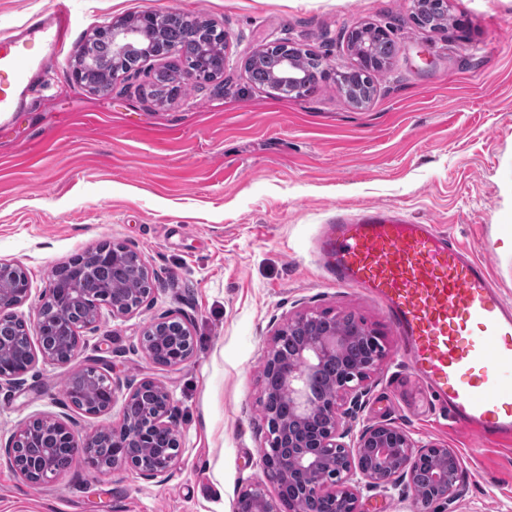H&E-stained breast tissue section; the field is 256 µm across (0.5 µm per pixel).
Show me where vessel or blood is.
<instances>
[{
    "mask_svg": "<svg viewBox=\"0 0 512 512\" xmlns=\"http://www.w3.org/2000/svg\"><path fill=\"white\" fill-rule=\"evenodd\" d=\"M73 31L70 0H52L0 39V121L38 92L32 46L61 55ZM313 256L336 285L380 302L403 357L453 426L486 443L512 439V301L485 262L439 225L387 207L337 216Z\"/></svg>",
    "mask_w": 512,
    "mask_h": 512,
    "instance_id": "obj_1",
    "label": "vessel or blood"
}]
</instances>
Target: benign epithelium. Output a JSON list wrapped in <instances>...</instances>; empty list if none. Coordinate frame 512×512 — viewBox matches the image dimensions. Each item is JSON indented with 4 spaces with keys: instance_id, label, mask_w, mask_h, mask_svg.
<instances>
[{
    "instance_id": "obj_1",
    "label": "benign epithelium",
    "mask_w": 512,
    "mask_h": 512,
    "mask_svg": "<svg viewBox=\"0 0 512 512\" xmlns=\"http://www.w3.org/2000/svg\"><path fill=\"white\" fill-rule=\"evenodd\" d=\"M151 16L147 12L134 23L113 20L101 26L98 33L112 37L113 51L123 53L139 43L141 24ZM384 37L382 27L371 25L354 30L349 46L361 63ZM127 252L126 248L115 247L100 251L101 268L113 269ZM19 270L21 266L15 263L0 261V313L19 306L29 296V279L17 277ZM75 308L84 314L87 327L95 325L102 316V302L90 289L67 287L50 277L35 320L37 332H59L58 321ZM359 335L377 346L376 353L361 362L344 361L346 348ZM379 339L380 334L374 330L346 324L342 314L315 310L297 313L274 332L263 358V372L275 380V386L265 390V418L271 443L282 444L288 452L274 460L262 458L264 474L278 489L276 499H270L257 483L239 495L235 512H297L296 504L308 497L324 499L331 512H361L364 489L387 490L397 478L416 488V468L423 461L434 468L433 500L449 501L456 497L460 460L455 449L442 444H420L403 429L388 423L369 425L356 432L343 422L349 397L360 391L381 365L383 349ZM193 353L192 342L183 348L169 342L163 365L181 366ZM78 354L77 349L62 354L59 348L46 344L19 354L2 346L0 386L18 389L38 362L64 366ZM329 362L341 363V372L334 389L318 395L311 380ZM121 388L126 390L127 402L151 394L152 403L143 421L123 418L110 434L95 431L79 437L67 418L27 420L16 428L4 448L9 466L26 478L36 477L51 467L59 449L77 453L103 443L112 452L110 468L128 466L148 479L166 478L180 456L170 393L162 383L153 380L135 383L112 379L98 400L99 412L112 410L115 393ZM39 427L49 436L35 441L31 459L19 462L16 448L31 439ZM165 431L173 435L171 450L154 441L153 434Z\"/></svg>"
}]
</instances>
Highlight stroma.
<instances>
[{
  "label": "stroma",
  "instance_id": "obj_1",
  "mask_svg": "<svg viewBox=\"0 0 512 512\" xmlns=\"http://www.w3.org/2000/svg\"><path fill=\"white\" fill-rule=\"evenodd\" d=\"M75 34L44 55L47 90L0 123V260L23 267L31 290L16 308L33 323L52 271L105 243L153 270L133 313L103 315L66 366L37 364L19 389H0V447L33 417L65 416L77 434L118 425L125 399L90 415L64 396L90 362L171 395L181 443L170 476L96 470L82 456L43 483L0 464V512H234L261 479L267 444L263 352L305 308L353 315L383 336L385 359L349 421L392 423L420 442L457 449L459 496L430 512H512V445L455 430L401 357L381 305L331 282L310 257L337 206L401 208L439 224L512 300V0H448L453 21L419 27L412 0H71ZM184 12L229 37L224 71L158 103L162 63L149 60L93 93L71 78L80 43L103 23ZM386 29L398 52L364 106L336 81L354 67V28ZM289 40L326 73L302 98L251 82L246 59ZM193 320L194 354L176 368L142 349L163 316Z\"/></svg>",
  "mask_w": 512,
  "mask_h": 512
}]
</instances>
